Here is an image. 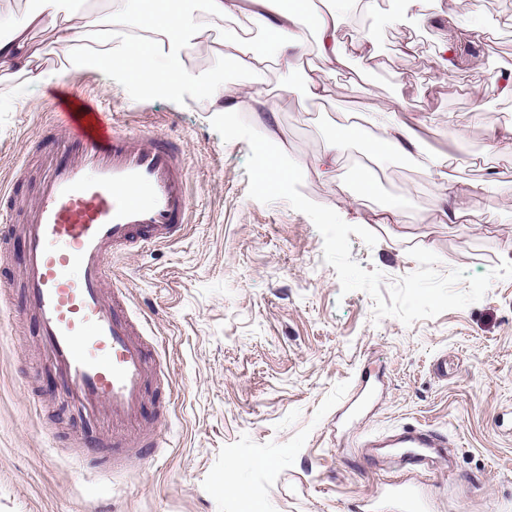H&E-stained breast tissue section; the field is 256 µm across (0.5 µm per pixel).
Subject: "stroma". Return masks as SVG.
I'll return each instance as SVG.
<instances>
[{
  "instance_id": "stroma-1",
  "label": "stroma",
  "mask_w": 512,
  "mask_h": 512,
  "mask_svg": "<svg viewBox=\"0 0 512 512\" xmlns=\"http://www.w3.org/2000/svg\"><path fill=\"white\" fill-rule=\"evenodd\" d=\"M449 0H431L427 20L379 27L378 64L359 86L338 82L331 101L302 114L281 100L271 140L305 166L302 193L326 205L349 200L343 219L370 225L367 246L351 236V257L394 282L417 268L408 251L435 252L440 272L481 275L512 243V193L489 185L469 208L472 224L436 217L437 197L414 160L370 165L365 197L349 176L326 183L312 170L342 112L366 108L411 84L407 106L425 119L427 148L455 157L457 174L486 178L469 155L494 130L512 126L481 59L471 58L438 91L435 49L447 38ZM492 28L484 49L512 54L506 0H474ZM413 42L411 54L399 47ZM47 67L59 78L36 90L39 106L0 84V186L15 183L14 221L0 244V512H356L379 497L386 473L359 466L372 434L419 427L448 437V460L421 475L430 512H512V279L462 309L404 325L373 318L362 291L342 293L325 264L311 219L286 201L248 197L246 141L226 142L194 91L132 92L120 76ZM85 92L122 125L183 144L190 222L178 240L112 258L130 316L156 362L149 399L134 424L87 422L52 389L53 370L23 290V212L41 176L45 124L61 87ZM480 98H473V87ZM455 114L456 141L443 119ZM24 181L15 182L20 166ZM410 193V224H375L374 212ZM374 398L348 406L358 381Z\"/></svg>"
}]
</instances>
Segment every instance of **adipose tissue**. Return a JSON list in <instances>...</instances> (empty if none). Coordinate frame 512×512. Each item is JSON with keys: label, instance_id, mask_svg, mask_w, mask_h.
I'll return each instance as SVG.
<instances>
[{"label": "adipose tissue", "instance_id": "adipose-tissue-1", "mask_svg": "<svg viewBox=\"0 0 512 512\" xmlns=\"http://www.w3.org/2000/svg\"><path fill=\"white\" fill-rule=\"evenodd\" d=\"M273 0H197L177 7L174 0H104L103 6H80L79 0H34L21 18L0 16V82L15 83L16 94L31 99L35 90L52 83L55 73L43 66L46 56L60 54L65 65L103 67L147 93L171 96L193 89L207 99L210 111L252 113L262 128L273 127L277 105L268 81L271 62L301 78L299 105L333 95L335 75L349 83L362 79L355 60L377 57L376 42L368 36H348L340 9L310 11L308 0H289L288 7L272 11ZM249 13L252 25L267 34L257 43L237 34L225 36L214 47L217 58L235 63L248 76L245 90L209 81L195 72L189 59L211 29ZM318 37L317 60L305 63L295 52L307 28ZM404 95H397L363 111L357 124L341 123L319 158V177H340L344 146L360 142L368 160L396 152L415 160L437 195L438 211L452 224H471L470 198L485 185L457 177L450 155L425 147L417 127L407 117Z\"/></svg>", "mask_w": 512, "mask_h": 512}]
</instances>
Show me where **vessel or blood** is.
Returning a JSON list of instances; mask_svg holds the SVG:
<instances>
[{"label": "vessel or blood", "instance_id": "b4317fda", "mask_svg": "<svg viewBox=\"0 0 512 512\" xmlns=\"http://www.w3.org/2000/svg\"><path fill=\"white\" fill-rule=\"evenodd\" d=\"M55 138L35 203L25 218L24 286L41 343L66 399L88 417L128 422L144 403L152 370L112 281L113 254L180 238L190 199L179 142L113 122L90 101L56 105ZM378 467L400 452L406 468L444 456L445 436L423 428L367 440ZM401 512H421L416 492L389 481Z\"/></svg>", "mask_w": 512, "mask_h": 512}]
</instances>
